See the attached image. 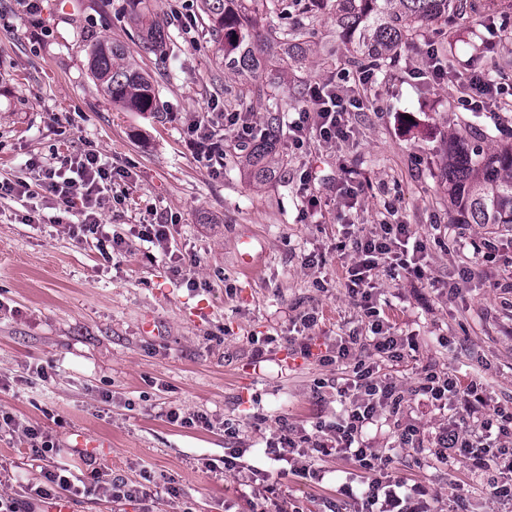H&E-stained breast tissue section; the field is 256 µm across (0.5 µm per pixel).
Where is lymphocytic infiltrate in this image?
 Returning a JSON list of instances; mask_svg holds the SVG:
<instances>
[{
  "label": "lymphocytic infiltrate",
  "instance_id": "lymphocytic-infiltrate-1",
  "mask_svg": "<svg viewBox=\"0 0 512 512\" xmlns=\"http://www.w3.org/2000/svg\"><path fill=\"white\" fill-rule=\"evenodd\" d=\"M312 109L301 110L288 126V135L295 148H303L307 134L324 143L346 140L350 107L360 106L361 98H344L337 87L316 83L309 88ZM27 176L0 181V200L33 197L42 191L54 211V216L25 215L30 224L67 223L68 231L77 238L96 239L102 257L112 260L125 252L126 238L105 231L102 211L109 201H121L127 189L129 174L112 166L100 151L90 150L78 157L63 160L60 166L31 160ZM347 237L353 253L345 266L347 296L366 319L370 334L339 337L333 352L321 355V363L333 365L352 362L355 382L337 387L336 393L346 401L344 416L333 422L317 421L313 432L295 434L288 424H281L268 440V459L283 461L293 474L303 477L313 474L316 458L334 453L350 460L365 472L369 482L361 495L351 496L353 512H434L426 499V489L405 487L394 477L391 460L369 445L365 434L368 426L382 418L403 413L407 399L400 386L382 375L376 363L355 358L360 343H367L373 354L399 362L417 348L413 337L398 334L392 324L380 315L373 291L380 272L401 269L420 273L419 261L426 250L423 240L413 239L409 225L382 222L369 231L353 230ZM414 395L420 396L437 410H449L447 424L434 433L424 434L417 425L406 424L399 440L408 448L430 447L441 461L462 455L479 470L493 499L512 500V478L499 464L505 453L504 440L512 439V412L491 405L479 383L461 385L455 375L437 370L430 364L417 368ZM0 431L19 432L25 437L32 453L43 461L41 478L27 484L19 493L0 494V512H32L34 503L52 506L70 495L84 494L124 499L142 503L152 500L154 493L143 486L121 478H107L94 472L89 483L76 485L68 469L49 460L55 448L51 436L41 427L25 424L14 416H0ZM244 449H229L224 456L226 472L240 477L250 487L254 512H303L298 505L269 507L265 481L267 475L256 468H244Z\"/></svg>",
  "mask_w": 512,
  "mask_h": 512
}]
</instances>
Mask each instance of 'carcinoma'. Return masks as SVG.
<instances>
[{"mask_svg": "<svg viewBox=\"0 0 512 512\" xmlns=\"http://www.w3.org/2000/svg\"><path fill=\"white\" fill-rule=\"evenodd\" d=\"M336 25L345 34L358 36L359 53L350 56L355 70H379L398 54L402 46L423 35L428 24L443 23L438 47L443 62L453 66V36L448 33V17L463 8V0H336ZM301 7L308 22L288 21L285 0H201L206 25L217 44V53L229 70L257 80L248 92L277 99V82L288 71V62L298 61L314 39V21L324 0H291ZM141 0L121 4L141 40L146 54L161 58L170 40L169 23L161 15H151L140 7ZM275 14L280 23L260 34L254 20ZM89 70L103 93L129 112L157 111L158 92L142 62L117 42L98 43L90 54ZM453 131L443 161L442 188L448 193L456 215L453 224H512V145L481 147L470 137ZM280 124L273 117L260 131L254 144L253 173L258 180L268 177L269 161H286L277 154Z\"/></svg>", "mask_w": 512, "mask_h": 512, "instance_id": "obj_1", "label": "carcinoma"}]
</instances>
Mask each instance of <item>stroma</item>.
Wrapping results in <instances>:
<instances>
[{
  "mask_svg": "<svg viewBox=\"0 0 512 512\" xmlns=\"http://www.w3.org/2000/svg\"><path fill=\"white\" fill-rule=\"evenodd\" d=\"M100 0H43L36 18L17 0H0V179L21 175L30 158L59 165L87 149L126 169L134 184L120 212L105 223L125 235L128 249L104 261L96 240L80 241L62 224H25V210L0 201V410L52 434L57 461L89 478L91 471L151 488L177 486L180 501L156 499L154 512H250L244 488L224 470V451L247 448L246 464L270 473L278 497L304 512H328L342 484L364 480L339 456L317 460L324 478L279 476L265 453L281 420L311 431L342 405L337 384L348 366L318 357L337 337L366 333L349 301L342 267L351 259L342 227L381 221L409 224L423 238L426 279L408 274L378 278V308L397 332L415 337L416 358L382 362L403 389L415 383L417 362L449 370L462 383L477 381L512 411V228L459 229L448 221L441 169L449 129L472 126L500 144L512 135V109L489 101L479 111L461 103L468 69L485 71L512 89V0H474L475 10L454 18L456 58L446 84L421 77L432 32L403 48L367 89V107L351 114L348 141H310L287 147L288 164L255 182L234 131L213 125L224 144L219 171L200 166L189 147V127L205 112L249 113L256 125L269 102L242 97L241 77L225 71L202 20L199 0H145L171 18L163 63L143 53L133 26ZM306 57L280 80L286 113L307 103L308 87L329 79L323 47L343 56L336 18L321 12ZM493 40L494 51L483 43ZM121 42L140 57L158 90L159 109L129 112L108 101L90 75L93 44ZM317 174L321 206L307 208L300 175ZM351 172L358 203L343 205L342 176ZM174 218L171 252L136 235L141 222ZM486 238L495 258L479 263L471 239ZM252 243L256 269L245 274L238 255ZM195 257L180 270L176 255ZM319 265L307 268L306 255ZM195 279L197 287L186 284ZM317 310L312 329L300 312ZM272 337L265 372L255 371L258 340ZM307 342L311 357L297 350ZM207 414L206 425L170 422L169 409ZM239 423L235 437L225 421ZM85 434L106 443L95 460L72 443ZM387 421L368 437L392 459V473L436 495L439 512H512L485 491L480 471L459 456L443 464L430 453L400 447ZM0 465L9 479L0 494L40 476L25 439L0 434Z\"/></svg>",
  "mask_w": 512,
  "mask_h": 512,
  "instance_id": "stroma-1",
  "label": "stroma"
}]
</instances>
